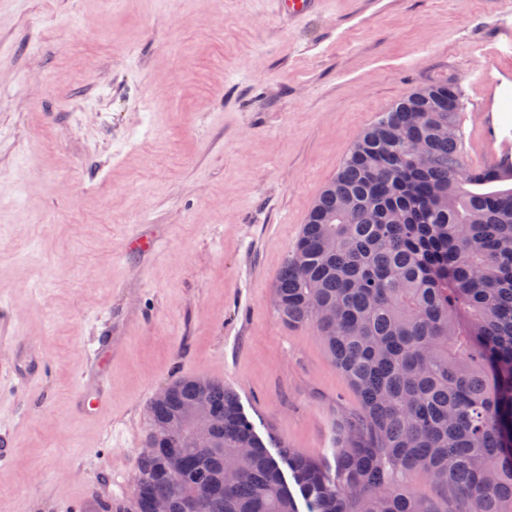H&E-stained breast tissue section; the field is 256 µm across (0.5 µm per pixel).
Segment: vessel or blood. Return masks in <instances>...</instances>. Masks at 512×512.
I'll list each match as a JSON object with an SVG mask.
<instances>
[{"label":"vessel or blood","mask_w":512,"mask_h":512,"mask_svg":"<svg viewBox=\"0 0 512 512\" xmlns=\"http://www.w3.org/2000/svg\"><path fill=\"white\" fill-rule=\"evenodd\" d=\"M276 12L288 20H304L318 14L324 0H273ZM482 78L487 91L482 98H474L468 90L459 93L460 109L464 117L481 114L489 138L496 148L487 159L488 165L496 166L512 161V130L500 128L495 115L503 106L502 93L512 84V75L502 72L493 73L491 66H484ZM112 358L111 344H101L94 348L91 355L93 380L82 387L74 400L76 410L87 416L103 413L110 397V384L105 373V364ZM10 366L23 386H31L38 381L45 364L35 349L22 339H15L14 354Z\"/></svg>","instance_id":"b4317fda"}]
</instances>
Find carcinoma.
<instances>
[{
    "mask_svg": "<svg viewBox=\"0 0 512 512\" xmlns=\"http://www.w3.org/2000/svg\"><path fill=\"white\" fill-rule=\"evenodd\" d=\"M460 82L425 83L367 128L321 193L274 283L290 327L312 324L358 393L339 424L336 469L272 455L220 380L191 376L147 405L116 512H443L410 486H445L453 512H512V165L472 169ZM213 415L197 446L187 411ZM170 429L179 431L171 441ZM175 453L181 471L165 469Z\"/></svg>",
    "mask_w": 512,
    "mask_h": 512,
    "instance_id": "cac0c4a2",
    "label": "carcinoma"
}]
</instances>
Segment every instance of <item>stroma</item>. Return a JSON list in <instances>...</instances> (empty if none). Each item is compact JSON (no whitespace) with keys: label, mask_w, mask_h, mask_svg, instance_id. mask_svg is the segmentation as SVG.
Segmentation results:
<instances>
[{"label":"stroma","mask_w":512,"mask_h":512,"mask_svg":"<svg viewBox=\"0 0 512 512\" xmlns=\"http://www.w3.org/2000/svg\"><path fill=\"white\" fill-rule=\"evenodd\" d=\"M497 0H17L0 14V320L47 368L0 364V512L128 498L155 392L205 375L262 439L328 467L361 400L273 284L313 202L377 116L423 83L512 67ZM92 20L75 43V22ZM44 79L29 97L26 75ZM168 93L152 91L154 78ZM73 185L80 208L57 186ZM155 231L153 253L128 238ZM112 340L110 407L73 400ZM325 0H273L276 12L288 21L305 20L318 14ZM13 342L14 354L9 365L23 386H31L41 378L45 370L44 361L24 340L17 338Z\"/></svg>","instance_id":"35a3bbf8"}]
</instances>
